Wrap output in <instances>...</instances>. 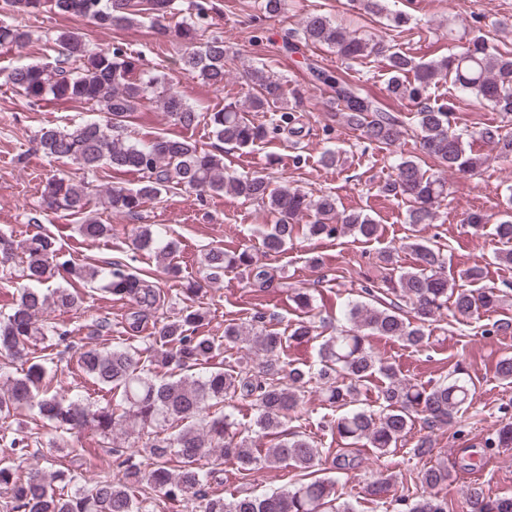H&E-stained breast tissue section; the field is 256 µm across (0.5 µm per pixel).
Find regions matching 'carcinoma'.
<instances>
[{
	"label": "carcinoma",
	"instance_id": "obj_1",
	"mask_svg": "<svg viewBox=\"0 0 512 512\" xmlns=\"http://www.w3.org/2000/svg\"><path fill=\"white\" fill-rule=\"evenodd\" d=\"M175 0H0V48H22L33 42L26 25L7 21L4 15L38 18L51 9L59 14L84 17L102 29L130 28L143 19H152L157 42L177 41L184 47L181 56L185 74L214 87L224 86L227 50L220 35H205L199 20L206 7L196 4V18L184 17L174 24L163 20L175 16ZM362 9L383 16L392 28H401L410 18L391 13L386 0H360ZM305 41L325 44L346 60L381 56L387 61L388 91L409 100L416 107L413 133L424 152L438 166L454 171L475 172L483 161L468 153L463 133L452 127L444 106L430 104L428 92L440 79H446L462 92H472L490 102L504 117L512 116V52H502L485 35H475L458 54L430 62H415L396 46L382 40L352 36L320 13L309 14L302 25ZM57 56L47 62L21 64L7 75V83L28 103L36 105L50 98L98 106L105 114L102 122H82L69 128L40 130L39 145L47 157L71 161L86 173L103 167L113 171L142 174L136 188L110 187L104 203L116 213L136 215L144 205L174 186L200 193L230 192L246 200H259L275 214L276 223L263 234L261 245L267 254H279L299 232L310 237H334L351 232L367 240L376 239L380 225L368 214L340 213L336 199L326 193L317 196L290 188L271 186L263 174L236 176L224 174V157L206 151L187 139L158 135L148 142L131 141L119 133L130 113L145 102H156L185 128L204 123L215 138L238 148H250L266 140L269 128L248 118V112H277L279 122L291 134L301 133L298 117L283 106L286 91L280 80L264 69L249 67L241 78L251 90L248 110L233 103L215 112H203L171 91L166 73L139 70L138 60L120 48L92 49L76 33H62L54 39ZM314 81L328 87L336 104V121L361 132L364 142L390 148L406 133L404 123L374 108L362 97L356 85L338 71L309 67ZM481 138L500 155H512V131L504 125H489ZM394 175L379 191L407 207L408 223L429 224L438 201L446 196V181L422 167L411 157L398 159ZM47 205L72 214L87 212L88 184L69 178L53 177L42 191ZM310 214L305 225L298 216ZM110 231L94 217L79 225L82 237L97 239ZM493 236L501 245L496 259L512 263V196L493 225ZM134 248L154 255L167 273L177 278V245L167 232L141 226L135 232ZM415 254L411 269L396 275L392 294L412 301L415 321L400 313L390 302L384 309L363 303L349 305L351 327L336 331L319 344V360L305 368L282 360L286 344L319 338L308 320L288 325V333L270 331L265 316H253L250 331L258 363L241 361L200 375L195 369L208 364L221 346L232 349L243 340V330L235 323L224 326L217 339L200 331L204 312L196 306L200 288L190 282L182 289L183 307L178 316L163 322L159 335L147 337L149 355L122 344L100 346V332L108 322L98 321L79 338L72 330L46 317L48 303L61 308H81L84 293L78 288L19 289L8 313L0 314V499L11 512H154L152 503L162 498L179 503L185 512H356L341 500L336 480L315 476L332 464L348 470L352 463L344 456L327 460L324 451L309 436L285 429L288 419L301 413L305 388L315 381L322 397L332 407L346 408L333 420L331 429L357 445L367 442L381 455L397 448L416 422L428 434L421 437L414 455L432 451L429 432L453 427L458 415L470 406L472 379L423 386L402 380L396 367L372 353L366 346L370 335L396 338L406 346L421 348L429 336L425 323L450 306L452 313L465 319H478L500 298V289L456 288L448 279L445 261L436 245L415 239L406 244ZM56 240L35 234L21 241L13 233L0 230V257L22 268L28 280L45 284L63 268L70 279L84 285L99 283L106 292L132 303L125 333L140 332L143 317L163 307L159 288L147 276L129 265L114 261L108 268L59 262ZM204 265L213 277L226 268H235L248 283L264 287L269 272L253 263L244 250L230 255L214 247L204 253ZM54 340L71 353L77 366L98 390L111 395L99 406L80 398H67L52 390L48 366L61 352H42L31 347ZM382 377L376 400L379 410L352 408L364 386ZM247 400L254 406L251 424L255 437H245L238 423L224 412L228 400ZM21 406L37 408L59 435L88 427L111 446L112 464L92 479L81 474L58 471L50 477L35 472L19 473L17 461L30 454V436L2 424L11 410ZM150 432L142 445L121 448L114 444V432L130 435L134 428ZM270 437L275 443L258 447L257 441ZM487 448H512V421L502 422L485 441ZM241 472L256 466H292L310 476L291 489L260 496L224 497V464ZM445 468L430 467L421 474L427 494L399 499L398 512H448V499L438 489L448 483ZM474 512H512V496L491 497L480 487L467 494Z\"/></svg>",
	"mask_w": 512,
	"mask_h": 512
}]
</instances>
